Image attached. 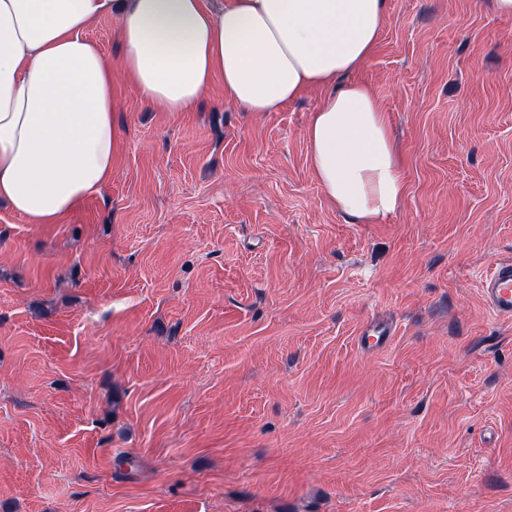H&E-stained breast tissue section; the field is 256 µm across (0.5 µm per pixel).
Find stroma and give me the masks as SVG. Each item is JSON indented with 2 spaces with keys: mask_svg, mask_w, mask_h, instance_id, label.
<instances>
[{
  "mask_svg": "<svg viewBox=\"0 0 512 512\" xmlns=\"http://www.w3.org/2000/svg\"><path fill=\"white\" fill-rule=\"evenodd\" d=\"M356 77L407 183L376 223L317 184V93L218 85L171 114L120 83L102 193L0 203V512H512V321L479 291L512 257V16L387 0ZM393 335V328L391 325L379 322V321H373L368 324H366L361 332L359 337V342L361 346L367 348L370 346H374L379 344L382 341H386L389 336Z\"/></svg>",
  "mask_w": 512,
  "mask_h": 512,
  "instance_id": "stroma-1",
  "label": "stroma"
}]
</instances>
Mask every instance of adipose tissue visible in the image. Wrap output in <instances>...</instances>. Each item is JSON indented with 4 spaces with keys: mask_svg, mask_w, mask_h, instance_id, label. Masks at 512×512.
<instances>
[{
    "mask_svg": "<svg viewBox=\"0 0 512 512\" xmlns=\"http://www.w3.org/2000/svg\"><path fill=\"white\" fill-rule=\"evenodd\" d=\"M118 14L120 71L86 38ZM386 0H0V200L56 224L112 178L117 82L142 104L188 112L214 83L248 112H276L317 88L306 128L317 182L354 222L406 194L391 126L353 75L376 48Z\"/></svg>",
    "mask_w": 512,
    "mask_h": 512,
    "instance_id": "1",
    "label": "adipose tissue"
}]
</instances>
